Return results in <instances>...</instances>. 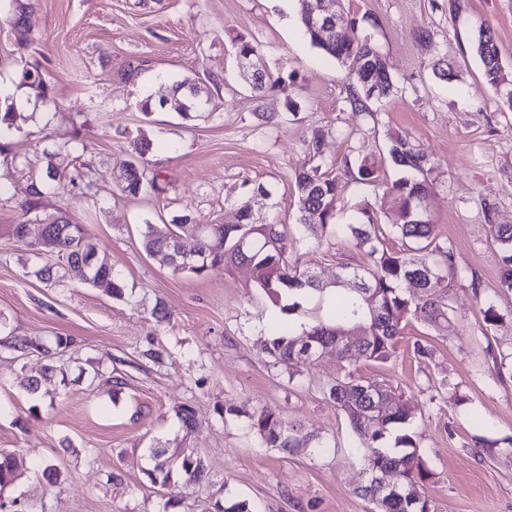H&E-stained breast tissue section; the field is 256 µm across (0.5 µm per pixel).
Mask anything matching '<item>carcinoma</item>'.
<instances>
[{"label": "carcinoma", "instance_id": "1", "mask_svg": "<svg viewBox=\"0 0 512 512\" xmlns=\"http://www.w3.org/2000/svg\"><path fill=\"white\" fill-rule=\"evenodd\" d=\"M27 5L15 8L12 29L16 36L20 58L31 47L27 37ZM311 43L329 59L343 62L349 56H369L371 74L353 76L357 90L348 99L354 110L367 109L373 98L385 97L392 88V79L386 61L368 39L354 41L340 28L316 32L305 27ZM472 42L482 66L486 82L494 89L504 77L499 48L493 31L481 27ZM18 77L21 83L38 90L37 98L48 101V86L39 71L27 63H20ZM253 98H262L269 88L286 89V80L271 78L263 72L250 85ZM323 136L312 132L306 141V151L311 166L295 174V202L298 225L307 232L321 231L317 243L325 239H348L364 252L368 262L346 266L338 277L335 291L329 293L320 287L316 277L308 270L298 268V261L290 260L288 237L282 225L256 222L250 207H239L236 224H199L195 245L191 248V263L173 265L179 272L201 275L209 268L222 264L226 267L247 265L252 272L255 286L261 289L279 308L271 322L263 350L275 362L307 364L313 359L304 355L307 345L317 350H332L344 363V373L323 386L322 391L347 418L357 438L354 450L362 454L366 474L370 477L389 472L400 486L409 489L414 502L401 498H374L375 491L366 484L358 488L359 495L373 505L372 512H432L430 501L420 493L435 473L429 467L426 453L412 435L404 433L395 437L396 450L387 451V438L397 428H407L413 419L409 401L397 395L383 383L362 376L361 361L389 362L396 349L399 336L412 322L420 323L442 335L454 332V322L449 316L448 301L451 282L448 274L456 267L451 245L437 241L435 225L427 219L431 187L427 174L433 169L432 160L417 150L407 137L390 136L389 153L395 166L420 174L418 178H400L386 188V195L396 205L394 210L367 204L358 208V216L351 224H334L336 200L350 186L358 189L376 187L381 174L363 156L356 166L345 160L350 180L341 182L334 174L335 164L323 159ZM153 141L139 131L129 141V163L125 164V178L121 191L128 196L151 194L159 190L158 177L145 164L144 159L153 149ZM74 152L71 140L59 141L44 149L48 159L46 178L31 184L28 211L37 209L38 198L44 190L68 181L72 186L84 179L77 167L67 173L58 169L54 160ZM490 237L501 249L502 276L500 288L512 290V225L495 224L490 213H485ZM47 223L50 246L35 245L27 275L45 284L56 283L63 277L64 267L83 266L87 270L85 281L95 287L106 286L112 296H124V286L112 271L108 259L100 255L92 243L85 225L73 224L65 216L43 219ZM190 223L187 214L172 220V227L157 232L154 225L145 224L141 232L142 246L149 254H165L177 247L175 238ZM27 223L1 224L0 234L17 242H25ZM401 241L396 250L386 243L388 235ZM418 279L419 291L405 296L399 288L403 281ZM360 338L353 344L343 336L354 332ZM250 429L262 444L281 451L292 452L297 448H312L318 454L326 451L329 443L304 430L302 425L285 421L274 409L263 406L251 419ZM154 465L148 475L152 484L165 488L181 480L210 481L206 461L193 454L169 460L166 452H153ZM17 470L16 456L0 453V488L8 486Z\"/></svg>", "mask_w": 512, "mask_h": 512}]
</instances>
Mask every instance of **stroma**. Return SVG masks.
Here are the masks:
<instances>
[{"label": "stroma", "instance_id": "stroma-1", "mask_svg": "<svg viewBox=\"0 0 512 512\" xmlns=\"http://www.w3.org/2000/svg\"><path fill=\"white\" fill-rule=\"evenodd\" d=\"M31 4L32 48L24 57L12 13L0 9V103L17 113L16 130L0 139V224L25 220L30 186L47 166L44 147L75 139L86 178L42 195L28 239L39 238L47 216L86 225L126 296L113 298L73 269L55 286L35 281L25 274V245L0 237V313L8 318L0 329V451L18 458L0 500L22 512H204L228 498L256 503L260 512H371L356 493L366 475L351 429L321 392L342 371L335 352L301 369L273 363L262 345L278 309L254 286L250 268L181 273L141 245L144 224L162 228L184 213L195 224H234L245 201L255 218L284 224L301 266L320 282L333 281L339 265L364 263L352 244L299 240L294 175L309 168L305 139L319 128L327 161L340 166L368 155L388 183L401 176L389 134L408 135L434 161L427 216L456 255V331L442 336L410 323L392 361L359 369L410 400L435 472L424 487L435 512H512V463L474 445L483 434L512 437V376L499 375L491 357L512 354V292L500 288L501 252L483 214L491 204L495 223L512 224V110L485 81L471 45L479 28H492L512 79V0H337L344 30L370 40L393 80L391 94L364 112L347 105V68L311 44L294 0ZM241 36L259 42L263 69L288 78L287 90L254 102L233 56ZM22 57L45 79L50 105L20 85ZM440 61L452 67L451 80L435 75ZM130 65L141 69L133 82L121 77ZM184 80L207 89L209 110L191 119L166 106L147 119L138 112L143 96L170 98ZM258 106L287 122L265 124ZM141 129L161 144L147 156L161 190L130 198L118 192V177L128 139ZM261 185L270 197L257 194ZM474 275L478 297L469 286ZM488 297L503 317L490 331ZM159 300L171 314L162 325L151 316ZM60 336L69 340L52 360L61 374L29 393L26 380L41 378L49 360L36 349L15 356L11 343L51 346ZM418 338L433 346V360L415 356ZM151 347L166 353L165 363L144 358ZM456 393L466 403H454ZM183 405L197 422L189 434L177 416ZM261 405L325 438L328 451L288 455L263 445L248 427ZM223 407L234 415L221 418ZM153 448L203 457L210 483H178L170 490L174 505H166L146 474ZM46 462L58 468V480L43 477Z\"/></svg>", "mask_w": 512, "mask_h": 512}]
</instances>
